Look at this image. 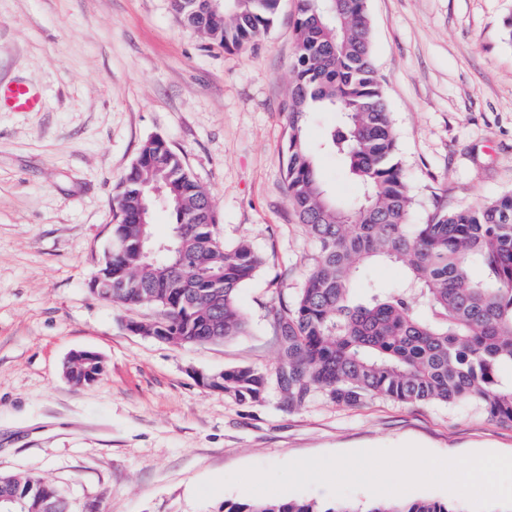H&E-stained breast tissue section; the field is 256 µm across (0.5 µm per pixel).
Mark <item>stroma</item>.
<instances>
[{"label":"stroma","mask_w":512,"mask_h":512,"mask_svg":"<svg viewBox=\"0 0 512 512\" xmlns=\"http://www.w3.org/2000/svg\"><path fill=\"white\" fill-rule=\"evenodd\" d=\"M297 0H281L255 48L227 52L185 29L171 0H0V83L41 90L36 112L0 110V475L54 485L72 512H224L250 493L195 488L252 466L418 446L442 458L512 455V426L467 405L374 397L349 407L313 391L289 408L275 381L271 313L292 302L317 253L293 215L284 105L294 81ZM412 198L476 205L512 190V0H367ZM339 116L304 136L339 200L363 188L322 150ZM182 154L225 244L260 259L238 295L248 326L220 343L176 347L130 332L155 308L114 306L87 284L112 245V197L141 144ZM105 372L75 385L71 352ZM253 366L271 381L241 402L199 375Z\"/></svg>","instance_id":"35a3bbf8"}]
</instances>
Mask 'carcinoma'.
<instances>
[{"label": "carcinoma", "instance_id": "cac0c4a2", "mask_svg": "<svg viewBox=\"0 0 512 512\" xmlns=\"http://www.w3.org/2000/svg\"><path fill=\"white\" fill-rule=\"evenodd\" d=\"M280 0H173L184 25L226 50L264 34ZM295 84L286 105L288 205L319 254L291 304L274 309L278 375L288 407L304 405L314 389L358 406L375 396L401 402L475 404L512 425V191L475 206L438 209L410 224L412 205L397 152L386 92L372 60L366 0H298L294 22ZM313 112L342 116L324 148L343 159L365 186L341 202L322 185L314 151L302 139ZM163 189L174 217L169 236L154 238L151 210L142 206ZM112 259L104 266L112 304L150 305V336L175 346L218 343L245 332L238 306L242 285L260 259L246 242L226 246L208 192L180 154L160 138L145 141L116 187ZM165 245L152 256L140 244ZM400 264L397 288L353 287L372 260ZM482 270L479 279L470 268ZM104 373L99 358L66 366L76 385ZM267 374L241 366L224 371V393L238 401L263 398ZM0 495L21 498L27 512H70L54 486L39 478L0 476ZM224 512H459L446 500L345 503L267 499L224 503Z\"/></svg>", "mask_w": 512, "mask_h": 512}]
</instances>
